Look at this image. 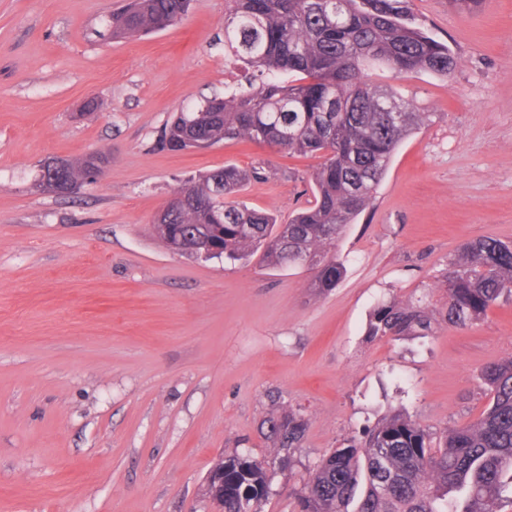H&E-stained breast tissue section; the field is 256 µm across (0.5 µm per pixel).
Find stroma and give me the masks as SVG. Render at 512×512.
<instances>
[{"label":"stroma","instance_id":"35a3bbf8","mask_svg":"<svg viewBox=\"0 0 512 512\" xmlns=\"http://www.w3.org/2000/svg\"><path fill=\"white\" fill-rule=\"evenodd\" d=\"M120 3L0 0V512H207V470L237 448L264 453L258 425L284 408L308 430L263 512H294L308 468L365 425L398 410L435 434L475 421L491 402L481 369L512 356V300L465 327L366 331L390 300L440 310L465 241L512 242V0H411L457 66L370 71L430 122L345 228V274L326 292L308 268L194 259L156 238L173 190L227 165L263 168L239 198L287 223L321 159L238 140L161 149L173 113L233 79L224 0L115 39ZM99 148L103 179L69 197L36 189L46 158Z\"/></svg>","mask_w":512,"mask_h":512}]
</instances>
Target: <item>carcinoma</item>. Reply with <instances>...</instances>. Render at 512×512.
Here are the masks:
<instances>
[{"label": "carcinoma", "mask_w": 512, "mask_h": 512, "mask_svg": "<svg viewBox=\"0 0 512 512\" xmlns=\"http://www.w3.org/2000/svg\"><path fill=\"white\" fill-rule=\"evenodd\" d=\"M189 5L131 0L112 14V36L165 29ZM224 55L249 70L245 83L176 113L162 147L182 151L189 140L213 146L243 138L319 154L313 201L279 224L272 214L232 200L259 172L226 166L175 189L199 197L218 183L224 199H190L154 233L171 252L192 256L209 245L217 259L257 255L270 268H311L313 287L334 288L344 276L336 257L344 228L369 208L401 141L430 116L369 81L365 68L384 66L397 78L421 72L446 77L456 58L416 23L409 0H225ZM93 156L109 160L106 150L84 154L69 161L64 180L89 179ZM443 278L441 319L466 326L499 299L512 298V244L468 240ZM431 325L426 308L393 301L373 311L367 336H410ZM481 379L491 404L476 421L438 438L405 413L378 421L307 471L293 491L299 512H504L512 506V357L484 366ZM306 429L304 417L283 409L261 423L267 453L220 455L211 486L224 478L223 512H262L275 469L294 465Z\"/></svg>", "instance_id": "carcinoma-1"}]
</instances>
